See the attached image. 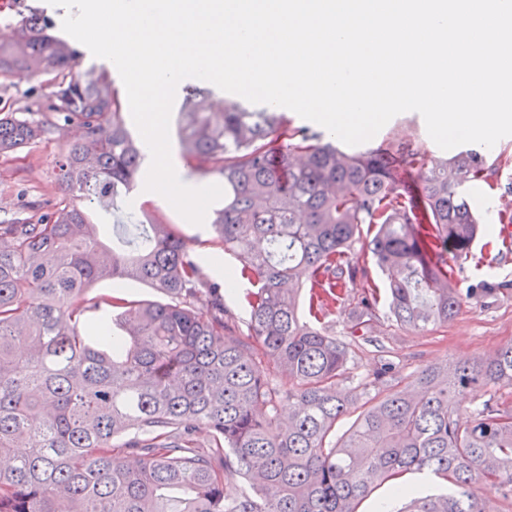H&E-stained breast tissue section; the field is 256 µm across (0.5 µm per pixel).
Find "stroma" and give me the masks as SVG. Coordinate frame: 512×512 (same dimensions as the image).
I'll list each match as a JSON object with an SVG mask.
<instances>
[{"label":"stroma","mask_w":512,"mask_h":512,"mask_svg":"<svg viewBox=\"0 0 512 512\" xmlns=\"http://www.w3.org/2000/svg\"><path fill=\"white\" fill-rule=\"evenodd\" d=\"M39 12L53 20L54 35H62L61 22L66 11L50 5L48 0H0V31L15 36L23 19ZM384 131L393 139L417 142L428 154L440 152L419 113L410 111L395 116L385 125ZM78 135V128L73 127L67 135L54 136L48 142L10 157L0 156V220L14 216L24 203L61 198L62 192L55 182V163ZM494 152L501 157L497 184L491 188L478 183L473 194L481 224L486 226L488 237L497 239L503 228L499 197L512 188V137L498 141ZM147 213L176 225L196 252L212 250L206 226L186 223L157 194L151 196L141 189H134L118 219L123 224H136ZM453 264L460 269L463 284L483 280L499 287V294L480 303L465 305L447 328L438 332H412L398 328L387 317H380L372 342L363 344L358 352L352 369L353 378L370 372L383 357L409 373L448 357L470 359L512 340V253L500 259L476 245L470 254L454 258Z\"/></svg>","instance_id":"obj_1"}]
</instances>
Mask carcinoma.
<instances>
[{
	"label": "carcinoma",
	"mask_w": 512,
	"mask_h": 512,
	"mask_svg": "<svg viewBox=\"0 0 512 512\" xmlns=\"http://www.w3.org/2000/svg\"><path fill=\"white\" fill-rule=\"evenodd\" d=\"M50 29L33 15L19 42L0 43L1 75L49 85L0 113V155L84 129L57 164L64 197L0 223V512H358L384 483L394 512L512 502V340L350 377L380 299L397 326L429 331L498 292L461 287L448 264L481 234L470 189L495 182L485 148L346 150L278 106L209 110L205 89L187 88L180 149L224 179L208 228L239 263L234 282L250 285L244 332L175 225L147 215L135 244L107 243L76 204L117 207L146 155L110 76L74 77L80 52ZM370 262L391 273L383 292ZM99 281L144 283L162 300L88 297ZM337 304L351 306L343 339L320 326ZM477 387L488 399L459 416Z\"/></svg>",
	"instance_id": "carcinoma-1"
}]
</instances>
